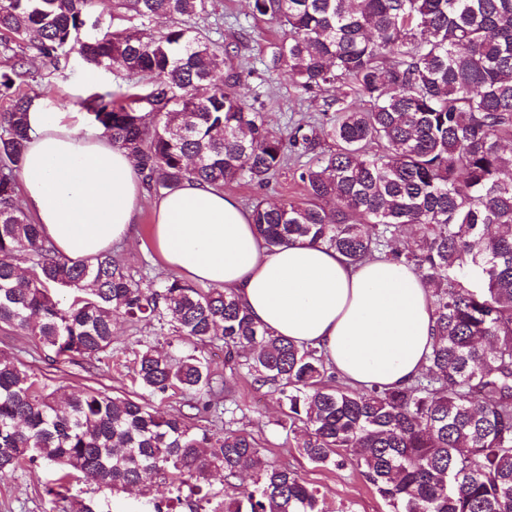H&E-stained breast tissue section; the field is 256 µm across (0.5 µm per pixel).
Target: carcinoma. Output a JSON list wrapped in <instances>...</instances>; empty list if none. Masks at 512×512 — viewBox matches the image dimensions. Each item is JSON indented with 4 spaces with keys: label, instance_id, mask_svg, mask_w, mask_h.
Listing matches in <instances>:
<instances>
[{
    "label": "carcinoma",
    "instance_id": "carcinoma-1",
    "mask_svg": "<svg viewBox=\"0 0 512 512\" xmlns=\"http://www.w3.org/2000/svg\"><path fill=\"white\" fill-rule=\"evenodd\" d=\"M94 0H0V324L55 357H114V323H157L191 349L174 356L146 341L134 380L151 395L190 396L195 419H219L221 392L203 346L278 395L284 424L309 463L350 464L389 512H512V0H252V12L284 28L265 71H279L335 109L317 151L314 133L285 138L249 103L247 77L224 66V44L196 20L207 0H120L152 21L137 30L82 38ZM34 46L53 69L78 53L147 80L82 103L112 143L126 149L149 188L187 179L214 189L244 180L269 185L288 154L310 159L299 179L308 199L254 203L258 234L274 248L323 244L351 264L387 257L418 272L435 310L428 365L396 389L358 390L330 373L324 354L273 335L236 295L177 277L135 279L112 254L59 258L17 191L34 97L21 92ZM354 94L368 107L354 110ZM411 227L413 245L392 240ZM31 263L18 272L20 260ZM69 295L65 304L54 294ZM37 462L114 492L139 488L136 512H196L210 479L230 486L245 470L253 487L211 512H323L320 492L266 458L250 433H224L163 416L144 399L95 388L40 385L17 358L0 355V473ZM153 478L173 496H151ZM188 493H183V490ZM59 512H105L94 499L60 496Z\"/></svg>",
    "mask_w": 512,
    "mask_h": 512
}]
</instances>
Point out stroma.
<instances>
[{
    "label": "stroma",
    "instance_id": "stroma-1",
    "mask_svg": "<svg viewBox=\"0 0 512 512\" xmlns=\"http://www.w3.org/2000/svg\"><path fill=\"white\" fill-rule=\"evenodd\" d=\"M208 10L221 23L226 49L224 60L234 68H263L284 38L283 30L276 23L253 14L250 0H209ZM23 54L28 69V92L46 101L54 112L63 111L66 103L128 82L123 69L112 64L96 67L75 54L63 61L56 72L50 70L35 49L24 48ZM251 85L256 93L255 107L265 112L270 124L281 133H289L296 123L323 116L322 97L300 95L287 77L272 74L263 82L252 79ZM299 173V164L292 159L267 187L241 181L227 186L226 191L247 209L257 201L267 204L299 201L306 194ZM155 199V194H147L134 240L114 248L113 254L133 275L160 280L173 276L174 271L164 264L154 244ZM154 338L151 324L133 325L119 320L114 325V345L119 352L115 361L99 362L80 356L54 361L22 331L5 326L0 328V351L19 358L47 388L67 386L79 390L91 386L125 395L135 390L131 372L135 351L141 342ZM208 357L212 373L225 382L222 397L225 406L235 411V428L260 438L268 459L288 462L317 487L323 495L326 512H388L374 487L353 466H316L299 456L294 438L288 437L279 425L282 414L276 396L255 390L246 370H230L224 363L222 345L210 346ZM52 477V470L43 465L24 472L0 474V512H50L52 505L43 493V485Z\"/></svg>",
    "mask_w": 512,
    "mask_h": 512
}]
</instances>
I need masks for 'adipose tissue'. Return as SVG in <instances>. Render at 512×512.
<instances>
[{"label":"adipose tissue","mask_w":512,"mask_h":512,"mask_svg":"<svg viewBox=\"0 0 512 512\" xmlns=\"http://www.w3.org/2000/svg\"><path fill=\"white\" fill-rule=\"evenodd\" d=\"M27 123L23 201L56 254L89 261L130 240L145 194L134 158L41 100ZM153 235L169 266L233 291L257 323L319 349L352 386L398 387L427 364L434 308L421 277L403 264L352 265L305 241L268 247L233 195L194 180L156 200Z\"/></svg>","instance_id":"adipose-tissue-1"}]
</instances>
